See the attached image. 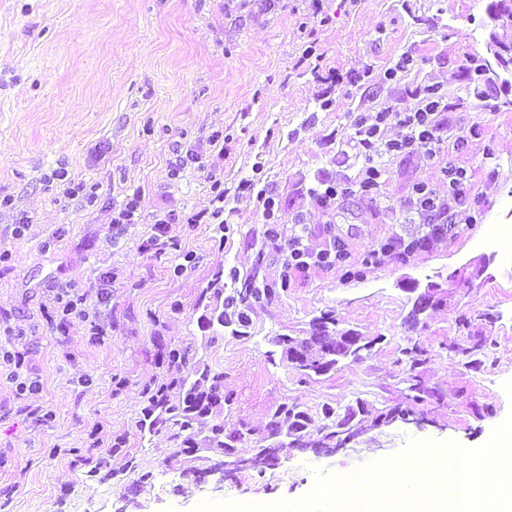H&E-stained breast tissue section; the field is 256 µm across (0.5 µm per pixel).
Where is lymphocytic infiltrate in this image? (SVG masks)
I'll list each match as a JSON object with an SVG mask.
<instances>
[{"label": "lymphocytic infiltrate", "instance_id": "lymphocytic-infiltrate-1", "mask_svg": "<svg viewBox=\"0 0 512 512\" xmlns=\"http://www.w3.org/2000/svg\"><path fill=\"white\" fill-rule=\"evenodd\" d=\"M410 98V103L400 109L388 107L373 116L358 113L351 124V140L363 158L357 178L345 183L319 182L312 190L313 195L325 207L349 193L380 200L386 174L382 158L420 151L429 161L439 164L448 193L443 196L428 184H415L401 206L402 215L412 224H441L449 230L473 223L467 172L454 162L442 159L450 141L439 120L446 109L442 98L436 97L431 85L416 88ZM284 251L288 255L289 272L302 274L313 268L339 264L343 247L336 243L331 248L315 252L303 235L295 233L286 240Z\"/></svg>", "mask_w": 512, "mask_h": 512}]
</instances>
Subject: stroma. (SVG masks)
Returning <instances> with one entry per match:
<instances>
[{
    "label": "stroma",
    "instance_id": "stroma-1",
    "mask_svg": "<svg viewBox=\"0 0 512 512\" xmlns=\"http://www.w3.org/2000/svg\"><path fill=\"white\" fill-rule=\"evenodd\" d=\"M491 0H0V512H194L203 500L295 501L313 469L347 474L410 441L476 448L512 413V275L484 244L489 224L512 225V67L472 82L471 58H490ZM328 24H321V17ZM370 80L325 90L301 58ZM413 62L384 77L401 55ZM437 83L444 126L467 136L464 167L481 215L406 260L367 264L392 232L379 206L346 196L322 207L317 178L353 179L356 113L399 107ZM493 90L491 108L481 105ZM494 159H486V150ZM262 164L288 236L302 218L317 249L341 239L358 269L314 268L250 315L245 334L215 332L201 292L221 268L279 282L284 254L268 240L255 197L238 192ZM385 205L399 209L415 183L441 184L422 156L389 161ZM220 191H213V180ZM138 198V221L112 220ZM169 219L153 240V227ZM465 269L466 280L451 274ZM78 284L85 319H64L60 297ZM446 302L408 315L428 284ZM368 342L360 359L299 375L269 336L311 334L320 311ZM104 328L91 340V325ZM425 352L429 396L408 398L401 353ZM224 373L230 407L206 424L254 432L236 443L249 467L223 484L194 471L216 451L178 447L173 427L142 423L157 390L180 392L171 350ZM38 381L19 393L12 371ZM310 415L363 403L360 433L332 453L286 448L255 459L282 403ZM393 407L407 418L375 424Z\"/></svg>",
    "mask_w": 512,
    "mask_h": 512
}]
</instances>
